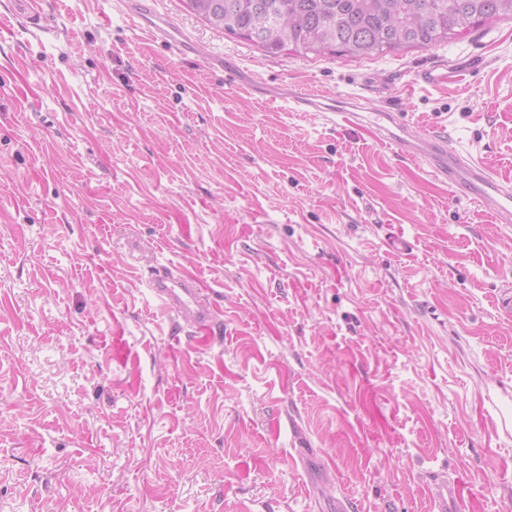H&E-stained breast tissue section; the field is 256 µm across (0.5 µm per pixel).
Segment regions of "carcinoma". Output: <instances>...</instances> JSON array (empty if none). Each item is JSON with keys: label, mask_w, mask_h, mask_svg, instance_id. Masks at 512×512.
I'll return each instance as SVG.
<instances>
[{"label": "carcinoma", "mask_w": 512, "mask_h": 512, "mask_svg": "<svg viewBox=\"0 0 512 512\" xmlns=\"http://www.w3.org/2000/svg\"><path fill=\"white\" fill-rule=\"evenodd\" d=\"M210 26L270 54L381 56L450 45L512 17V0H183Z\"/></svg>", "instance_id": "obj_1"}]
</instances>
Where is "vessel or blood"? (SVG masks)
<instances>
[{
	"label": "vessel or blood",
	"mask_w": 512,
	"mask_h": 512,
	"mask_svg": "<svg viewBox=\"0 0 512 512\" xmlns=\"http://www.w3.org/2000/svg\"><path fill=\"white\" fill-rule=\"evenodd\" d=\"M137 0H123L119 12L151 40L162 41L183 54L196 53L187 38L169 26L162 15L146 16L136 7ZM291 102L303 112L316 110L335 125L362 128L382 142L393 144L403 156L421 162L427 173L449 188L461 191L473 201L486 202L498 222H512V181L494 178L485 165L466 158L449 147L437 132L415 134L405 115L391 107L368 108L358 113L345 106L324 103L313 92L291 95ZM151 299L163 311L176 314L188 326L208 332L218 324L219 312L210 298L209 288L195 275L169 264L155 266L146 280ZM491 429L496 437H512V404L491 403Z\"/></svg>",
	"instance_id": "vessel-or-blood-1"
}]
</instances>
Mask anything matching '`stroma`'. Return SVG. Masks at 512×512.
<instances>
[{
  "mask_svg": "<svg viewBox=\"0 0 512 512\" xmlns=\"http://www.w3.org/2000/svg\"><path fill=\"white\" fill-rule=\"evenodd\" d=\"M146 2L224 70L108 0L39 29L0 0V512H430L436 474L512 512L483 402L512 399V223L286 102L391 105L512 180V19L307 59ZM159 263L210 285L212 334L145 293Z\"/></svg>",
  "mask_w": 512,
  "mask_h": 512,
  "instance_id": "1",
  "label": "stroma"
}]
</instances>
